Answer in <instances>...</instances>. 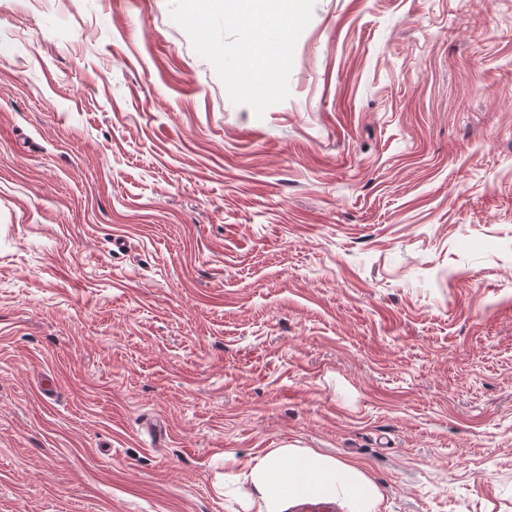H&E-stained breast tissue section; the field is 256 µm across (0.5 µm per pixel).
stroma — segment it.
<instances>
[{"instance_id": "obj_1", "label": "stroma", "mask_w": 512, "mask_h": 512, "mask_svg": "<svg viewBox=\"0 0 512 512\" xmlns=\"http://www.w3.org/2000/svg\"><path fill=\"white\" fill-rule=\"evenodd\" d=\"M289 89L0 0V512H236L284 446L512 512V0H317Z\"/></svg>"}]
</instances>
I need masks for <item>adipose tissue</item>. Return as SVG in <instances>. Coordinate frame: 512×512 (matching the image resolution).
Returning a JSON list of instances; mask_svg holds the SVG:
<instances>
[{
	"label": "adipose tissue",
	"mask_w": 512,
	"mask_h": 512,
	"mask_svg": "<svg viewBox=\"0 0 512 512\" xmlns=\"http://www.w3.org/2000/svg\"><path fill=\"white\" fill-rule=\"evenodd\" d=\"M224 475L242 485L244 512H294L310 500L340 512H379L383 496L361 466L311 448H273L240 461L224 457Z\"/></svg>",
	"instance_id": "obj_1"
}]
</instances>
